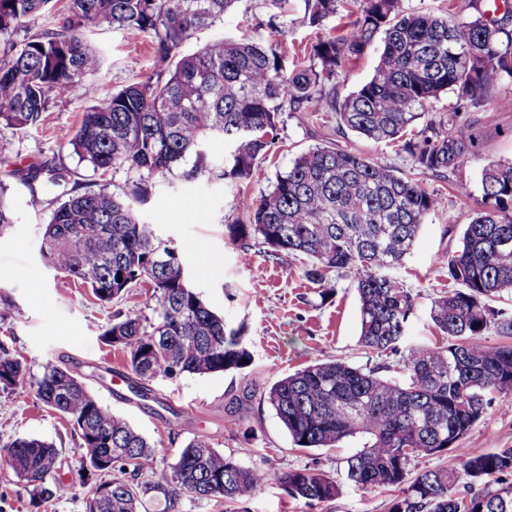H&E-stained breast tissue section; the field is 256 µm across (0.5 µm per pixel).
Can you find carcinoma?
Masks as SVG:
<instances>
[{
    "label": "carcinoma",
    "instance_id": "carcinoma-1",
    "mask_svg": "<svg viewBox=\"0 0 512 512\" xmlns=\"http://www.w3.org/2000/svg\"><path fill=\"white\" fill-rule=\"evenodd\" d=\"M52 0H0V124L38 127L51 103L72 95L99 69L84 30L107 24L149 36L167 76L131 83L83 113L66 145L105 176L122 172L118 197L102 186L64 191L67 199L46 224L42 257L49 267L89 288L102 304L121 301L148 285L157 309L151 319L117 313L101 340L126 353L137 393L161 376L206 375L245 367L251 360L242 332L212 311L190 285L177 250L142 221L158 179L242 180L274 144L281 112L312 107L336 113L339 125L376 143L407 151L412 173L399 175L369 159L330 146L298 154L271 188L241 204L244 221L229 226L278 260H306L305 277L324 288L351 275L360 304L361 347L398 358L403 378L339 359L308 365L262 394L294 445L333 448L358 434L362 450L345 460V481L361 490L399 491L392 512H512V448H497L427 470L406 483L422 455L448 450L492 404L512 391V314L491 303L512 295V162L481 170L482 195L459 248L447 259L456 287L434 298L428 317L441 342L407 343L416 313L410 289L390 270L410 253L422 224L440 201L423 178L448 179L469 161L471 122L460 109L477 108L512 83V0L463 17L407 11L401 0H306L304 19L320 27L352 5L349 31L326 35L308 63L290 71L284 56L260 41L224 38L179 55L195 31L210 26L238 0H66L55 27L36 20ZM379 49L368 82L340 98L336 76ZM458 109L426 123L417 139L407 130L442 95ZM222 138L227 164L212 162L204 143ZM0 184V232L14 223ZM493 331L497 344L482 341ZM27 366L0 345V389L23 382ZM36 396L69 419L86 450L78 476L103 477L90 487L83 512H140L144 501H164L179 512L184 497L224 503V512L248 500L263 481L195 437L175 462L159 469L151 443L103 405L69 369L55 364L32 378ZM307 444H302V440ZM32 502L48 508L59 496L60 451L37 437L0 447ZM479 483L457 490L461 479ZM288 495L307 502L333 499L336 481L307 469L277 478Z\"/></svg>",
    "mask_w": 512,
    "mask_h": 512
}]
</instances>
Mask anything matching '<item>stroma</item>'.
<instances>
[{"label": "stroma", "instance_id": "1", "mask_svg": "<svg viewBox=\"0 0 512 512\" xmlns=\"http://www.w3.org/2000/svg\"><path fill=\"white\" fill-rule=\"evenodd\" d=\"M304 14L305 0H236L222 19L196 32L181 51L194 53L218 38H260L272 46L284 40L285 62L290 65L303 60L324 32L347 23L341 14L319 29L305 23ZM88 40L101 55L94 76L74 94L56 101L38 128L0 125V183L7 187L15 215L14 224L0 233V343L32 374H41L49 363L70 368L101 403L150 441L157 466L173 463L187 441L202 435L218 451L261 470L267 480L244 503L245 512H392L397 491H361L341 480L344 460L362 448V438L347 439L335 448L296 447L260 398L279 379L327 359L362 368L384 363L389 376H398L394 358L366 351L358 342L359 302L350 276H341L334 291L323 292L306 279L302 260L269 259L263 246L251 239L232 243L227 227L240 218L241 199L259 197L277 172L310 147L335 146L404 174L410 171L409 155L339 127L335 113L285 112L279 117L272 149L257 162L250 178L159 179L152 200L139 210L141 218L157 224L161 237L176 248L191 286L209 308L223 315L228 325L244 328L252 362L224 373L159 377L150 384V398H138L128 387L126 354L105 345L100 334L113 313L153 316L157 303L149 288L135 289L125 300L105 306L90 289L47 266L40 253L42 237L53 209L63 200L61 190L42 179L23 182L15 174L33 163L56 166L76 187L104 186L123 194L124 175H94L65 146L63 135L108 94L162 71L163 66L150 39L97 25ZM494 96V102L470 114L469 162L452 180H424L442 207L422 225L412 251L393 271L416 297V314L407 328L409 343L433 339L428 310L432 299L449 285L443 260L455 250L481 199L482 167L512 160V83L500 86ZM459 183L468 186V196L457 193ZM29 436L53 442L61 453L65 483L48 512H83L85 489L77 469L85 450L69 420L48 410L25 381L0 391V445ZM503 447L512 448V392L498 394L482 419L448 452L417 458L408 476L413 479L426 470L451 467L463 458ZM298 469L340 480L338 495L313 504L292 498L275 478Z\"/></svg>", "mask_w": 512, "mask_h": 512}]
</instances>
